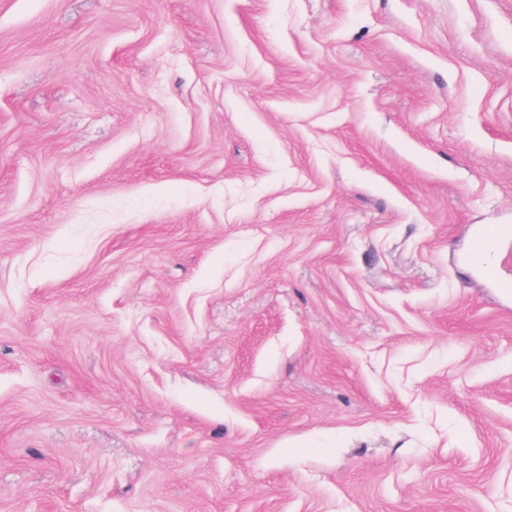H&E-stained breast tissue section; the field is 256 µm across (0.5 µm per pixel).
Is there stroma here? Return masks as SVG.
<instances>
[{
    "label": "stroma",
    "mask_w": 512,
    "mask_h": 512,
    "mask_svg": "<svg viewBox=\"0 0 512 512\" xmlns=\"http://www.w3.org/2000/svg\"><path fill=\"white\" fill-rule=\"evenodd\" d=\"M512 0H0V512H512ZM512 237V227L508 224L482 227L475 231L470 242V253L477 264V271L481 276L497 289L499 294L512 295V279L500 275L496 263L484 261V257L494 242Z\"/></svg>",
    "instance_id": "1"
}]
</instances>
